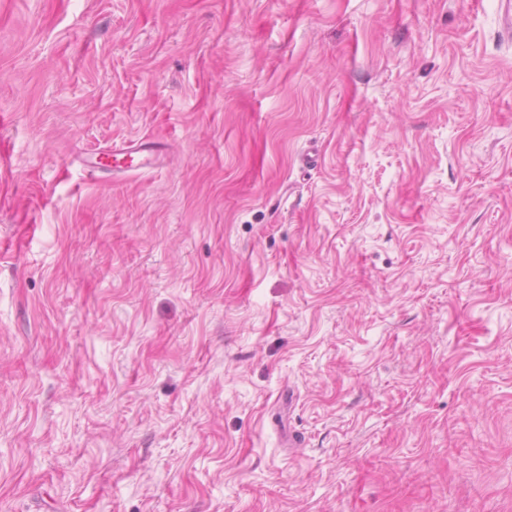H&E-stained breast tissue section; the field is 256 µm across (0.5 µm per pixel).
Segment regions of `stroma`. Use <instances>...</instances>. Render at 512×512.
I'll return each mask as SVG.
<instances>
[{"mask_svg": "<svg viewBox=\"0 0 512 512\" xmlns=\"http://www.w3.org/2000/svg\"><path fill=\"white\" fill-rule=\"evenodd\" d=\"M0 159V512H512L498 0H0ZM107 151L112 156L113 174H125L151 168L155 163L159 149L149 141H140L136 143L130 142L119 147L114 146L111 151ZM135 158L137 160L132 164ZM127 159L130 161L128 165L126 164Z\"/></svg>", "mask_w": 512, "mask_h": 512, "instance_id": "1", "label": "stroma"}]
</instances>
